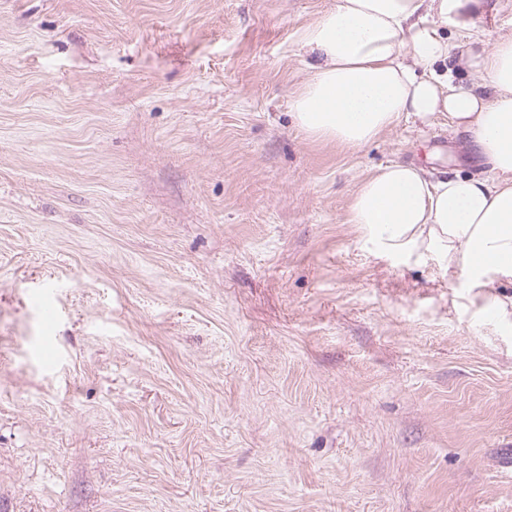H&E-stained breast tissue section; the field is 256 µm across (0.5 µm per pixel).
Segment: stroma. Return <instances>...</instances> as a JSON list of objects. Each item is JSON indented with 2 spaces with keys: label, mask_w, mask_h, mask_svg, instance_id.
Masks as SVG:
<instances>
[{
  "label": "stroma",
  "mask_w": 512,
  "mask_h": 512,
  "mask_svg": "<svg viewBox=\"0 0 512 512\" xmlns=\"http://www.w3.org/2000/svg\"><path fill=\"white\" fill-rule=\"evenodd\" d=\"M336 0H0V512H512V322L350 223L446 118L295 125Z\"/></svg>",
  "instance_id": "1"
}]
</instances>
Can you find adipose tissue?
Masks as SVG:
<instances>
[{
  "mask_svg": "<svg viewBox=\"0 0 512 512\" xmlns=\"http://www.w3.org/2000/svg\"><path fill=\"white\" fill-rule=\"evenodd\" d=\"M492 12L488 0H336L300 34L311 76L292 109L308 137L352 149L406 115L443 116L467 134L488 176L393 162L360 183L350 221L391 253L444 254L505 319L512 311L491 287L512 280V34L480 26ZM463 68L480 84L461 81Z\"/></svg>",
  "mask_w": 512,
  "mask_h": 512,
  "instance_id": "obj_1",
  "label": "adipose tissue"
}]
</instances>
